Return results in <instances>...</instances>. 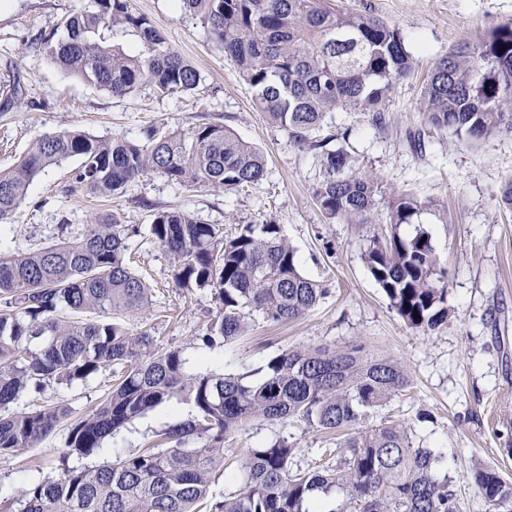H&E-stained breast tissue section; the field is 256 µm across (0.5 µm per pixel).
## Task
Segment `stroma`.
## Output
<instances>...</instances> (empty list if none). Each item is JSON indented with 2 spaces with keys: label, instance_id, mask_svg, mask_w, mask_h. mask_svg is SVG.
I'll list each match as a JSON object with an SVG mask.
<instances>
[{
  "label": "stroma",
  "instance_id": "stroma-1",
  "mask_svg": "<svg viewBox=\"0 0 512 512\" xmlns=\"http://www.w3.org/2000/svg\"><path fill=\"white\" fill-rule=\"evenodd\" d=\"M335 10H371L398 28L415 59L412 76L398 83L385 107V123L351 110L329 113L322 130L333 148L346 150L356 171L380 178L386 188L433 202L438 212L423 215L424 228L448 271V325L425 334L404 325L368 273L362 253L384 224L328 221L312 195L323 179L319 157L293 142L271 123L252 89L210 38L201 20L182 13L175 0H129L133 13L146 16L169 44L200 72L197 88L183 97H163L144 87L115 97L66 73L43 50L45 37L63 35V21L92 9V0H0V169L13 166L43 135L80 130L99 138L139 140L142 130L178 131L188 137L202 124L221 125L266 156L265 177L242 191L212 187L188 190L150 172L118 194L95 198L71 189L79 159L47 167L29 186L25 200L0 223V252L13 254L51 243L60 225L80 229L92 214H111L137 228L128 241L135 270L153 287L147 313L128 316L131 333L150 328L159 349L181 350L189 373H249L260 376L267 361L286 349L360 340L397 359L408 388L382 414L414 427L416 444L440 451L443 470L453 481L458 512H486L472 473L491 467L512 478V208L499 192L512 179V132L477 144L457 140L428 125L420 92L428 72L466 37L481 35L512 19V0H324ZM421 135V151L408 135ZM160 209L190 212L225 234L244 224L268 221L299 258L306 278L325 282L330 293L301 318L267 322L246 316L247 329L228 344L207 348L198 337L217 311L207 288L177 287L169 257L150 234V216ZM106 366L86 382H48L20 395L13 408L28 411L46 402L82 415L111 385ZM176 405L166 404L134 420L105 440L97 454L71 456L74 469L112 463L144 448L174 423ZM428 421H418L419 413ZM300 450L303 467L331 463V436L303 426L252 421L224 441V453L239 455L276 437ZM66 429L40 444L0 454V494L16 497L30 480L59 478V455Z\"/></svg>",
  "mask_w": 512,
  "mask_h": 512
}]
</instances>
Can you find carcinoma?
<instances>
[{
	"mask_svg": "<svg viewBox=\"0 0 512 512\" xmlns=\"http://www.w3.org/2000/svg\"><path fill=\"white\" fill-rule=\"evenodd\" d=\"M235 63L256 105L298 145L320 154L325 177L313 191L330 220L388 224L373 236L364 264L390 309L413 330L448 324L447 271L431 236L417 228L427 204L410 193L385 195L377 178L355 172L350 155L328 150L317 132L329 112L353 109L385 121L396 84L411 76L413 56L399 29L369 12L335 11L319 0H178ZM105 25L135 30V55L104 44ZM66 34L44 39L64 71L124 97L143 86L180 97L200 72L128 0H94V10L69 17ZM426 121L474 143L512 132V19L482 37L461 41L441 58L422 88ZM78 157L73 184L110 196L149 171L185 187L239 190L260 182L266 158L230 130L207 124L191 140L154 126L138 142L102 139L82 131L49 133L11 168L0 170V221L25 199L29 185L51 164ZM137 228L98 214L76 237L47 247L0 254V454L37 446L57 427L68 429L62 476L27 486L18 498L0 497V512H320L315 492L337 497L330 512H458L455 490L441 474L442 457L416 447L406 422L373 418L410 384L400 362L362 341L287 349L265 372H186L181 351L159 352L145 329L130 333L122 317L150 308V289L127 261ZM150 234L171 258L172 278L186 289L209 287L219 310L199 339L222 346L246 329L244 312L271 322L299 319L329 294L304 277L296 250L278 224H244L232 237L181 210H157ZM418 316H413V313ZM101 313L103 319L87 318ZM116 366L112 389L75 418L63 405L12 412L26 390L51 380L78 382ZM186 401L185 422L156 434L146 448L111 464L66 467L73 454L90 456L105 439L157 407ZM255 419L300 424L343 438L336 464L294 467L298 449L285 438L245 451L235 488L210 494L224 466V438ZM489 512H512V481L482 467L473 473Z\"/></svg>",
	"mask_w": 512,
	"mask_h": 512,
	"instance_id": "cac0c4a2",
	"label": "carcinoma"
}]
</instances>
